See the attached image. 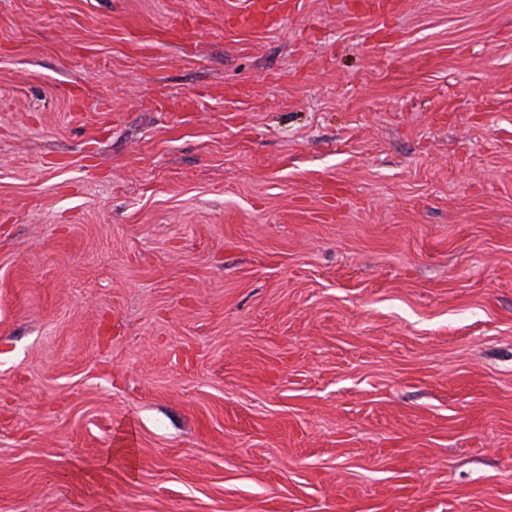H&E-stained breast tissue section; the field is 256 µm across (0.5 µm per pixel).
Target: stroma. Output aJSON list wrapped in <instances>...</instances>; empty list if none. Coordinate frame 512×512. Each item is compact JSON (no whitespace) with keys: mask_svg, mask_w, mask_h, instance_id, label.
I'll return each mask as SVG.
<instances>
[{"mask_svg":"<svg viewBox=\"0 0 512 512\" xmlns=\"http://www.w3.org/2000/svg\"><path fill=\"white\" fill-rule=\"evenodd\" d=\"M377 2L0 0V512H512V0ZM290 7L288 0H248L246 11L230 19L239 24L263 23L267 28H273Z\"/></svg>","mask_w":512,"mask_h":512,"instance_id":"1","label":"stroma"}]
</instances>
